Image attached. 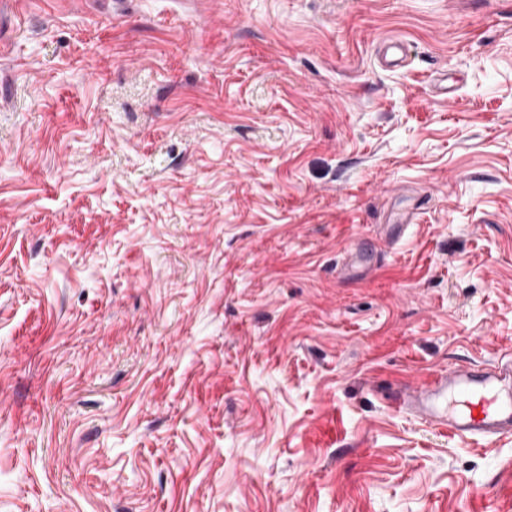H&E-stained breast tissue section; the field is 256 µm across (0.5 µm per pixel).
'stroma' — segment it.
<instances>
[{"label": "stroma", "mask_w": 512, "mask_h": 512, "mask_svg": "<svg viewBox=\"0 0 512 512\" xmlns=\"http://www.w3.org/2000/svg\"><path fill=\"white\" fill-rule=\"evenodd\" d=\"M508 354L512 0H0V512H512ZM393 403L463 441L511 437L512 360L437 373L420 387L406 386Z\"/></svg>", "instance_id": "1"}]
</instances>
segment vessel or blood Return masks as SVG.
<instances>
[{"label":"vessel or blood","instance_id":"vessel-or-blood-1","mask_svg":"<svg viewBox=\"0 0 512 512\" xmlns=\"http://www.w3.org/2000/svg\"><path fill=\"white\" fill-rule=\"evenodd\" d=\"M399 408L441 425L461 440L512 436V360L438 373L394 398Z\"/></svg>","mask_w":512,"mask_h":512}]
</instances>
